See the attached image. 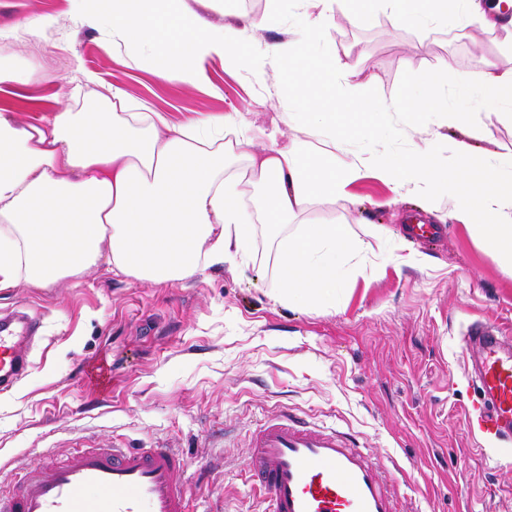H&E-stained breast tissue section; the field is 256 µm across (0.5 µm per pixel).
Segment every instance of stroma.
Listing matches in <instances>:
<instances>
[{
    "mask_svg": "<svg viewBox=\"0 0 512 512\" xmlns=\"http://www.w3.org/2000/svg\"><path fill=\"white\" fill-rule=\"evenodd\" d=\"M374 12L371 26L358 27L329 0L309 41L298 0H283L279 22L255 40H306L313 60H338L341 87L367 101L390 100L431 73L454 106L461 80L486 60L512 68V30L478 17L398 25L388 0ZM32 16L44 22L39 34L18 31ZM0 29L16 32L0 67L30 73L27 83L0 84V108L24 121L58 110L77 58L172 123L240 113L258 151L285 144L307 118L288 97L286 67L267 66L258 79L214 60L198 86L161 78L131 65L107 32L73 27L71 0H0ZM464 106L478 124L477 151L511 160L512 120H485L477 100ZM386 123L395 134L379 145L398 155L468 131L396 114ZM379 145L343 141L336 160ZM347 191L304 202L277 235L255 225L248 261L188 281H140L102 264L45 288L0 291V315L24 310L40 322L27 376L0 394V490L75 448L160 443L186 457L176 480L189 489L190 512H263L246 476L249 436L288 411L355 435L392 469L399 512H512V445L483 431L464 346L472 321L512 328V273L450 219L451 204L428 213L418 193L395 195L369 171ZM417 222L439 228L438 241L415 238ZM301 224H344L365 244L346 258L332 301L295 304L276 291L277 250Z\"/></svg>",
    "mask_w": 512,
    "mask_h": 512,
    "instance_id": "35a3bbf8",
    "label": "stroma"
}]
</instances>
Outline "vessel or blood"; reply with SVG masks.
Here are the masks:
<instances>
[{
    "label": "vessel or blood",
    "instance_id": "b4317fda",
    "mask_svg": "<svg viewBox=\"0 0 512 512\" xmlns=\"http://www.w3.org/2000/svg\"><path fill=\"white\" fill-rule=\"evenodd\" d=\"M39 328L24 312L0 316V392L27 374ZM467 338L485 429L512 440V331L477 320ZM250 446L264 512H394L386 467L370 462L345 433L283 414L261 425ZM185 466L168 447L78 448L58 465L28 471L0 494V512H188L186 490L174 479Z\"/></svg>",
    "mask_w": 512,
    "mask_h": 512
}]
</instances>
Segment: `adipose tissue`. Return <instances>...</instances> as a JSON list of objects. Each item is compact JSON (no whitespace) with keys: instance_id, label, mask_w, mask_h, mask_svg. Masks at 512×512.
I'll use <instances>...</instances> for the list:
<instances>
[{"instance_id":"1","label":"adipose tissue","mask_w":512,"mask_h":512,"mask_svg":"<svg viewBox=\"0 0 512 512\" xmlns=\"http://www.w3.org/2000/svg\"><path fill=\"white\" fill-rule=\"evenodd\" d=\"M392 17L423 25L455 21L462 11L481 14V0H391ZM74 22L110 31L113 46L132 62L148 57L159 77L179 71L197 85L205 64L220 59L264 72L274 60L288 63V93L304 103L316 128L339 139L367 137L365 127L337 129V102L358 113L415 119L446 114L460 121L438 96L435 78L423 76L418 93L400 91L386 102L343 98L331 64L311 67L303 49L286 42L252 48L253 32L274 14L218 26L204 25L183 0H74ZM78 74L94 87L86 111L69 107L76 90L62 84L61 108L34 122L0 111V289L25 283L42 288L106 264L112 273L157 284L181 282L201 270L243 255L254 224L278 229L305 199L347 197V186L374 161L378 175L396 188L418 190L427 209L442 198L455 203L453 217L468 226L489 255L512 270V162L501 165L477 153L466 139H433L406 155L355 156L336 168L329 149L294 138L283 148L255 153L237 113L172 124L165 113L133 111L126 95L100 84L87 69ZM464 86L489 105L488 117L512 112V69L487 62ZM245 155L243 173H227L224 158ZM255 191L246 207V188ZM364 243L342 224H306L279 253L278 294L291 301L325 299L336 288L340 265Z\"/></svg>"}]
</instances>
